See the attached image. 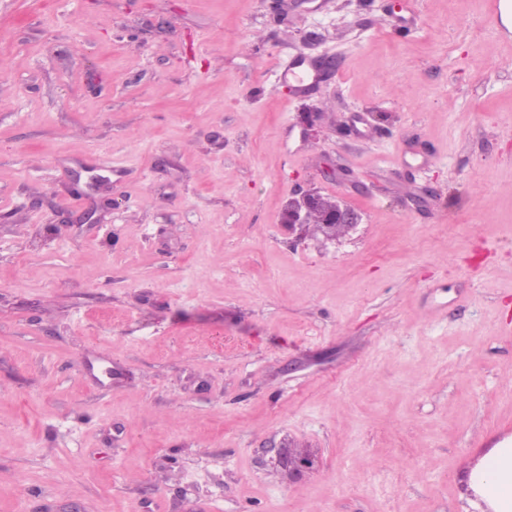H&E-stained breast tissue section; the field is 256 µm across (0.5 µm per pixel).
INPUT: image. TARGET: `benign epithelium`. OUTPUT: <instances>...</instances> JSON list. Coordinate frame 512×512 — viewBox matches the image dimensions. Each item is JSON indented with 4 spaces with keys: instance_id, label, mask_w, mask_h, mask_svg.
<instances>
[{
    "instance_id": "benign-epithelium-1",
    "label": "benign epithelium",
    "mask_w": 512,
    "mask_h": 512,
    "mask_svg": "<svg viewBox=\"0 0 512 512\" xmlns=\"http://www.w3.org/2000/svg\"><path fill=\"white\" fill-rule=\"evenodd\" d=\"M360 221V215L343 201L326 197L313 188L296 193L280 214V223L288 227V232L300 236L308 225L315 224L330 240L336 239V230L346 233Z\"/></svg>"
}]
</instances>
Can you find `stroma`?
<instances>
[{
    "label": "stroma",
    "instance_id": "obj_1",
    "mask_svg": "<svg viewBox=\"0 0 512 512\" xmlns=\"http://www.w3.org/2000/svg\"><path fill=\"white\" fill-rule=\"evenodd\" d=\"M493 8L0 0V512H476L512 438ZM306 186L360 224L288 233Z\"/></svg>",
    "mask_w": 512,
    "mask_h": 512
}]
</instances>
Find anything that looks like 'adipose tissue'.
<instances>
[{
	"label": "adipose tissue",
	"instance_id": "adipose-tissue-1",
	"mask_svg": "<svg viewBox=\"0 0 512 512\" xmlns=\"http://www.w3.org/2000/svg\"><path fill=\"white\" fill-rule=\"evenodd\" d=\"M469 483L489 512H512V442L503 441L481 456Z\"/></svg>",
	"mask_w": 512,
	"mask_h": 512
}]
</instances>
